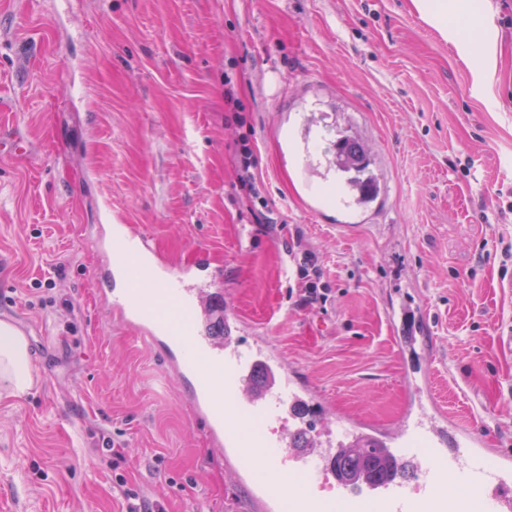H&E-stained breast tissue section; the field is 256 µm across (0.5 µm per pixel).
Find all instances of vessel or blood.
I'll list each match as a JSON object with an SVG mask.
<instances>
[{"instance_id":"vessel-or-blood-1","label":"vessel or blood","mask_w":512,"mask_h":512,"mask_svg":"<svg viewBox=\"0 0 512 512\" xmlns=\"http://www.w3.org/2000/svg\"><path fill=\"white\" fill-rule=\"evenodd\" d=\"M94 246L106 250L111 264L107 304L185 379L211 446L229 450L237 476L264 468L255 491L264 512H324L310 487L297 490L289 483L311 469L332 476L342 512H512V469L487 465L481 432L440 429L425 416L418 426L427 448L407 457L415 480L396 468L379 478L334 472L335 449L295 447L291 430L281 424L289 404L307 397L287 370L244 343L236 319H225L223 337H215L209 312L223 308L222 289L193 287L187 270L154 262L145 236L129 225H112ZM257 419L280 428L255 436L249 424Z\"/></svg>"}]
</instances>
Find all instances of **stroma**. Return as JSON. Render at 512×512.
I'll return each mask as SVG.
<instances>
[{"instance_id":"1","label":"stroma","mask_w":512,"mask_h":512,"mask_svg":"<svg viewBox=\"0 0 512 512\" xmlns=\"http://www.w3.org/2000/svg\"><path fill=\"white\" fill-rule=\"evenodd\" d=\"M475 4L477 64L456 11L443 33L415 0H0V133L29 144L0 155V321L35 370L0 389V512H126L119 473L166 512H261L175 369L102 300L109 224L222 264L244 340L313 391L312 434L394 436L425 409L512 456V0ZM345 131L380 191L318 204L306 183H339ZM305 250L325 302L286 264Z\"/></svg>"}]
</instances>
